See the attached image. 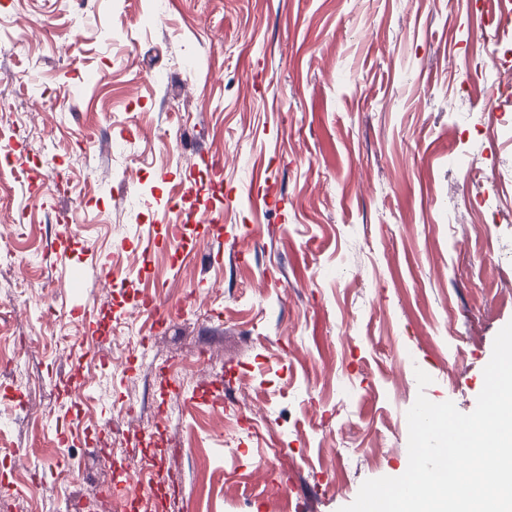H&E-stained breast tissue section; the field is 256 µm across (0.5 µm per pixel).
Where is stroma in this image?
Segmentation results:
<instances>
[{
    "label": "stroma",
    "instance_id": "obj_1",
    "mask_svg": "<svg viewBox=\"0 0 512 512\" xmlns=\"http://www.w3.org/2000/svg\"><path fill=\"white\" fill-rule=\"evenodd\" d=\"M487 2L0 0V347L30 341L0 369V512L127 491L96 453L125 402L162 512H338L401 476L414 366L473 411L512 321V89L483 78L512 48L483 56ZM161 281L184 314L155 367L113 371ZM69 375L97 399L61 397Z\"/></svg>",
    "mask_w": 512,
    "mask_h": 512
}]
</instances>
